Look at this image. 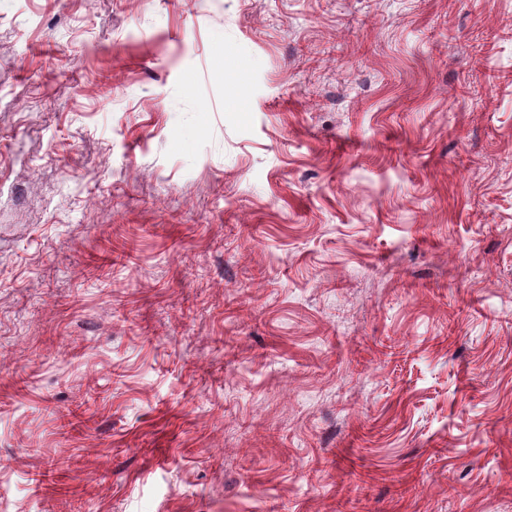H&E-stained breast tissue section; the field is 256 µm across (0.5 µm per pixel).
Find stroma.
Segmentation results:
<instances>
[{"instance_id":"35a3bbf8","label":"stroma","mask_w":512,"mask_h":512,"mask_svg":"<svg viewBox=\"0 0 512 512\" xmlns=\"http://www.w3.org/2000/svg\"><path fill=\"white\" fill-rule=\"evenodd\" d=\"M0 512H512V0H0Z\"/></svg>"}]
</instances>
